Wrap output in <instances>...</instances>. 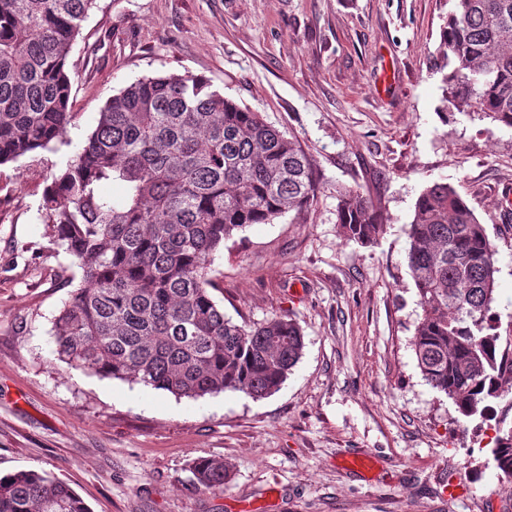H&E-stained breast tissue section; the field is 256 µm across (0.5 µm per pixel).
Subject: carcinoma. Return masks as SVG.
<instances>
[{
    "mask_svg": "<svg viewBox=\"0 0 512 512\" xmlns=\"http://www.w3.org/2000/svg\"><path fill=\"white\" fill-rule=\"evenodd\" d=\"M96 0H0V166L64 144L69 57ZM441 31L442 97L451 108L512 127V0H451ZM117 185L114 197L108 186ZM318 188L312 157L261 113L193 74L139 78L108 99L84 145L42 191L43 236L81 270L52 320L53 353L85 373L198 399L277 392L299 362L291 318L240 325L211 296L215 253L255 224L301 212ZM345 239L376 240L383 225L355 191L340 195ZM409 274L422 310L417 367L466 418L512 390V336L492 313L495 250L448 183L426 187L406 230ZM512 399L491 449L512 483ZM189 471L219 494L229 467L209 458ZM0 512H89L64 481L20 470L0 477Z\"/></svg>",
    "mask_w": 512,
    "mask_h": 512,
    "instance_id": "obj_1",
    "label": "carcinoma"
}]
</instances>
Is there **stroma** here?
I'll use <instances>...</instances> for the list:
<instances>
[{"label":"stroma","instance_id":"obj_1","mask_svg":"<svg viewBox=\"0 0 512 512\" xmlns=\"http://www.w3.org/2000/svg\"><path fill=\"white\" fill-rule=\"evenodd\" d=\"M449 0H96L69 59L67 145L0 167V473L66 481L90 512H512L488 466L495 421L475 423L425 383L405 228L420 192L447 182L496 251L493 311L512 333V128L450 112L441 30ZM161 72L211 80L312 155L304 212L224 244L213 298L238 323L295 320L305 347L281 388L198 400L102 378L55 359L52 319L81 271L43 236L40 171L80 149L125 85ZM384 231L345 240L340 192ZM370 452L371 477L343 456ZM230 467L223 493L189 463ZM462 484L456 501L449 482Z\"/></svg>","mask_w":512,"mask_h":512}]
</instances>
